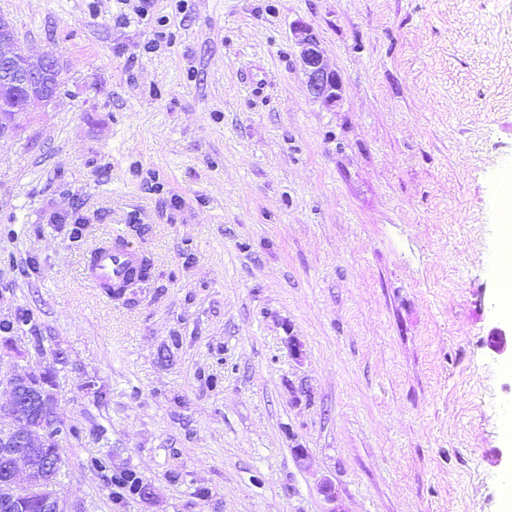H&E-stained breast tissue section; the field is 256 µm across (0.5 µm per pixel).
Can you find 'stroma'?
I'll list each match as a JSON object with an SVG mask.
<instances>
[{"instance_id":"stroma-1","label":"stroma","mask_w":512,"mask_h":512,"mask_svg":"<svg viewBox=\"0 0 512 512\" xmlns=\"http://www.w3.org/2000/svg\"><path fill=\"white\" fill-rule=\"evenodd\" d=\"M134 8L0 0L62 67L0 139V420L48 379L68 512H512V0ZM106 233L152 262L120 302L80 276ZM293 36L300 47V56L310 93L322 99L326 104H333L340 97L342 81L337 73L327 67L324 54L311 28L297 24Z\"/></svg>"}]
</instances>
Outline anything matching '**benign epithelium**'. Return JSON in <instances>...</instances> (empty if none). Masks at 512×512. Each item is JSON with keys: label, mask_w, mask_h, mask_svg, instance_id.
Instances as JSON below:
<instances>
[{"label": "benign epithelium", "mask_w": 512, "mask_h": 512, "mask_svg": "<svg viewBox=\"0 0 512 512\" xmlns=\"http://www.w3.org/2000/svg\"><path fill=\"white\" fill-rule=\"evenodd\" d=\"M293 36L300 47L310 93L326 104L335 103L340 97L342 81L327 67L315 34L310 27L298 24L293 28ZM60 84L61 69L57 57L52 53L37 59L28 56L17 45L13 27L0 18V89L18 86L25 89L23 111L26 112L36 102L52 101ZM10 385L14 427H0V460L5 463L0 472V512H24V502L18 496V490L30 486L37 489L38 512H67L53 481L29 478L37 470L50 471L49 467L36 464L41 441L34 434L40 432L47 438L59 430L44 382L15 374ZM20 461L26 466L23 478L17 470Z\"/></svg>", "instance_id": "benign-epithelium-1"}]
</instances>
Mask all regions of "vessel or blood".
<instances>
[{"label": "vessel or blood", "mask_w": 512, "mask_h": 512, "mask_svg": "<svg viewBox=\"0 0 512 512\" xmlns=\"http://www.w3.org/2000/svg\"><path fill=\"white\" fill-rule=\"evenodd\" d=\"M145 252L122 238L100 239L91 250V258L82 267V277L108 300L125 296L129 285L142 277Z\"/></svg>", "instance_id": "vessel-or-blood-1"}]
</instances>
